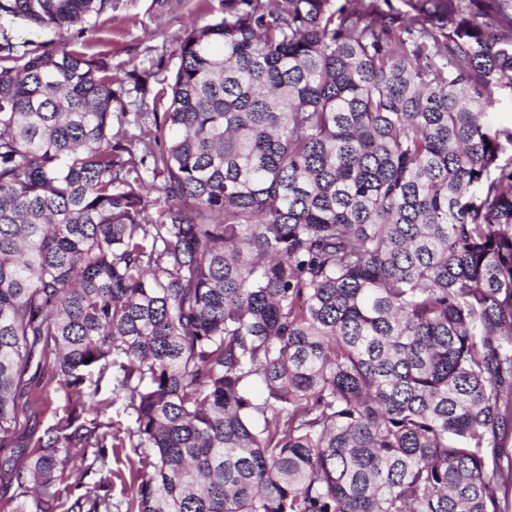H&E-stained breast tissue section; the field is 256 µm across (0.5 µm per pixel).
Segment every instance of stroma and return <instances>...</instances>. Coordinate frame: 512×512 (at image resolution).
<instances>
[{"label": "stroma", "instance_id": "35a3bbf8", "mask_svg": "<svg viewBox=\"0 0 512 512\" xmlns=\"http://www.w3.org/2000/svg\"><path fill=\"white\" fill-rule=\"evenodd\" d=\"M212 21L200 0H180L165 12L155 0H116L114 9L95 19L84 50L106 55L113 70L121 73L158 66L163 77L170 78L179 66V40Z\"/></svg>", "mask_w": 512, "mask_h": 512}]
</instances>
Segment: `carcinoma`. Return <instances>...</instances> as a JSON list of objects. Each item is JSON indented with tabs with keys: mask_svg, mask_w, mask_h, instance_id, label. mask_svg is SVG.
Segmentation results:
<instances>
[{
	"mask_svg": "<svg viewBox=\"0 0 512 512\" xmlns=\"http://www.w3.org/2000/svg\"><path fill=\"white\" fill-rule=\"evenodd\" d=\"M203 4L167 89L0 32V494L111 512L131 448L125 512H512V0ZM487 124L493 129L509 128L512 125V94L510 92L501 97V101L485 116ZM126 454L132 459H136L135 455L131 452V448H117V457L113 455L112 448L106 449L108 468L112 469L110 496L113 504H119L120 501L126 500L129 495L130 464Z\"/></svg>",
	"mask_w": 512,
	"mask_h": 512,
	"instance_id": "1",
	"label": "carcinoma"
}]
</instances>
